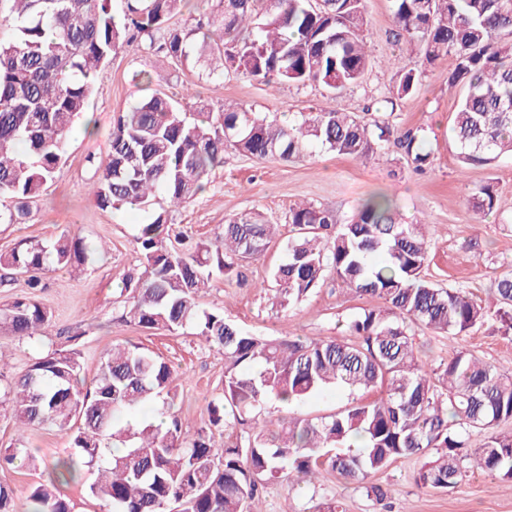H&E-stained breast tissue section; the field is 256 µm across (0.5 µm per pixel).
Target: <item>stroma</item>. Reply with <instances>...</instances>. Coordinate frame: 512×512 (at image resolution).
<instances>
[{
    "instance_id": "stroma-1",
    "label": "stroma",
    "mask_w": 512,
    "mask_h": 512,
    "mask_svg": "<svg viewBox=\"0 0 512 512\" xmlns=\"http://www.w3.org/2000/svg\"><path fill=\"white\" fill-rule=\"evenodd\" d=\"M366 19L365 33L374 60L360 86L338 96L318 86L239 80L220 74L202 77L197 70L178 66L164 54L141 46L114 55L97 77L87 114L69 137L52 185L32 203L23 223L0 224V252L67 232L96 247L97 260L75 276L62 269L45 276L37 299L52 311V319L40 340L30 345L18 344L0 330V355L9 361L0 373L13 378L27 368L39 349L69 348V339L75 336L84 376L90 379L103 351L113 341H126L162 355L178 371L173 410L184 431L190 434L208 424V404L220 395L224 381L223 350L189 333L161 334L120 321L123 281L140 266L134 237L149 216L136 209L101 207L90 192L95 179L93 160L105 156L115 117L156 91L178 96L188 88L211 110L234 101L281 122L294 121L300 113L315 109L353 112L368 122L384 119L396 137L423 130L430 153L428 164L418 171L393 144L368 159L339 156L315 144L303 157L289 162L258 160L226 150L224 163L213 171L205 192L174 212L175 229L187 230L196 240L208 239L232 215L259 210L278 222L280 234L260 260L243 262L241 277L202 290V308L223 311L225 320L260 336L349 338L348 322L372 307L369 297L345 294L339 282L329 280L302 301L283 306L265 283L285 258L291 235L290 207L311 202L334 211L345 222L364 199L380 191L394 197L404 222H426L427 274L432 281L489 299L498 275L512 265V156L490 168L460 163L452 114L462 90L448 85L452 59L424 66L413 95L386 103L397 80L388 61L400 53L390 0H367ZM140 71L148 75L147 84L135 81ZM485 184L494 186L498 203L491 214L479 218L470 199ZM412 334L415 354L428 363L467 350L512 375V335H501L495 322L464 336L423 327L414 328ZM17 441L27 448L30 458L1 466L0 481L11 486L22 510L30 486L47 480L53 462L70 448L68 437L53 429L32 427L16 436L10 410L0 407V448ZM419 465L417 458H400L373 474L371 483L387 493L381 501L332 474L316 485H293L283 477L269 480L260 487L253 507L255 512H313L317 503L333 497L343 512H512V482L472 466L457 488L444 493L415 483L413 474Z\"/></svg>"
}]
</instances>
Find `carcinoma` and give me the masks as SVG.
<instances>
[{
	"label": "carcinoma",
	"mask_w": 512,
	"mask_h": 512,
	"mask_svg": "<svg viewBox=\"0 0 512 512\" xmlns=\"http://www.w3.org/2000/svg\"><path fill=\"white\" fill-rule=\"evenodd\" d=\"M185 0H0V224L28 215L27 202L54 181L74 123L87 111L98 72L112 56L149 39L180 66L331 93L358 86L371 54L363 34L365 0H215L207 23L172 26ZM397 40L404 42L397 97L412 95L421 65L452 57L448 86L465 88L453 124L459 159L492 166L512 155V0H391ZM190 120L180 102L154 92L113 126L96 168L93 194L105 208L137 206L151 213L135 238L141 272L127 277L131 292L121 318L138 327L177 333L186 328L224 350L222 399L210 405L209 426L183 433L171 412L177 373L164 358L132 344H114L85 384L80 349H48L0 394L20 427L46 426L69 434L71 452L53 466L48 484L30 488L23 512H74L59 486L82 467L97 479L89 495L101 512H251L262 481L282 474H337L364 483L396 459L421 457L414 481L449 492L460 483L475 435L483 436L475 465L512 480V376L460 351L433 366L414 354L411 327L462 336L494 316L512 332V267L502 271L494 305L464 288L427 277L426 224H404L384 196L368 199L350 222L314 205L290 209L287 261L271 273L280 303L298 302L328 278L358 296L383 301L348 324L355 342L295 336L267 338L200 307L213 281L238 275L257 259L278 225L259 211L229 219L222 232L182 251L166 243L170 211L161 195L184 204L208 185L210 173L233 149L257 159L290 161L311 143L338 155L367 159L389 141L390 127L338 110L310 111L293 126L224 105ZM425 137L407 132L399 145L420 168L429 162ZM493 187L482 185L472 207L493 211ZM90 254L77 238L0 253V285L17 275L40 286L41 275L77 269ZM48 310L32 297L0 309V327L32 342L48 324ZM342 387L351 402L316 419L259 418L269 401L300 403ZM378 389L371 401L356 392ZM248 425L245 445L219 442L215 431Z\"/></svg>",
	"instance_id": "obj_1"
}]
</instances>
